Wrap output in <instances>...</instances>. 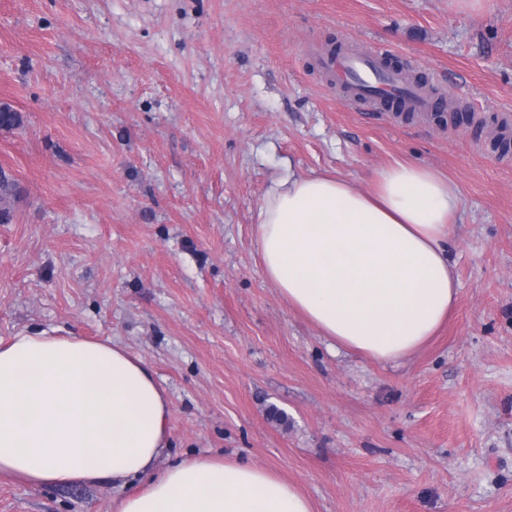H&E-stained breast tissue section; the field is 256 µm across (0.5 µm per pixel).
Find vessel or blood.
Returning a JSON list of instances; mask_svg holds the SVG:
<instances>
[{
  "label": "vessel or blood",
  "instance_id": "obj_1",
  "mask_svg": "<svg viewBox=\"0 0 512 512\" xmlns=\"http://www.w3.org/2000/svg\"><path fill=\"white\" fill-rule=\"evenodd\" d=\"M322 68L335 74L353 100L365 101L376 109L386 103H401L411 112H429L436 99L425 88L409 81L403 73L383 66L379 53L348 52L340 56H322Z\"/></svg>",
  "mask_w": 512,
  "mask_h": 512
}]
</instances>
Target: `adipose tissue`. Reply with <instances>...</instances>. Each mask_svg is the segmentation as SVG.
Returning <instances> with one entry per match:
<instances>
[{"label": "adipose tissue", "mask_w": 512, "mask_h": 512, "mask_svg": "<svg viewBox=\"0 0 512 512\" xmlns=\"http://www.w3.org/2000/svg\"><path fill=\"white\" fill-rule=\"evenodd\" d=\"M458 208L448 179L425 164L394 161L367 191L291 173L258 208L263 273L330 348L396 362L456 303L446 244ZM170 413L148 364L120 344L45 329L0 342V475L37 487L144 478L117 512H314L296 485L235 458L157 470Z\"/></svg>", "instance_id": "1"}]
</instances>
